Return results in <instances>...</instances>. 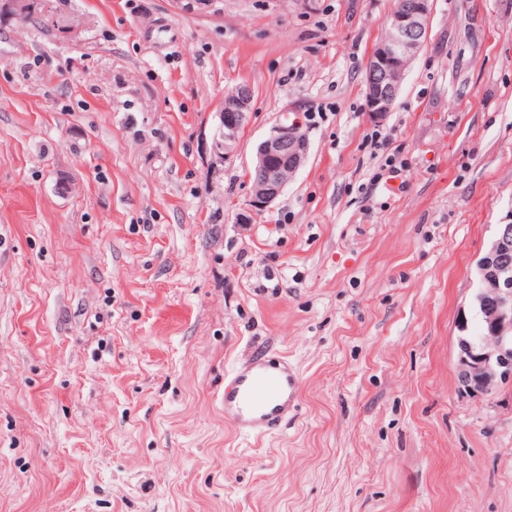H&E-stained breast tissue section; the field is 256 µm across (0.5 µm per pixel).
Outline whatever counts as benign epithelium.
I'll return each mask as SVG.
<instances>
[{
    "instance_id": "benign-epithelium-1",
    "label": "benign epithelium",
    "mask_w": 512,
    "mask_h": 512,
    "mask_svg": "<svg viewBox=\"0 0 512 512\" xmlns=\"http://www.w3.org/2000/svg\"><path fill=\"white\" fill-rule=\"evenodd\" d=\"M36 0H0V9L13 18L34 13ZM432 14V0H403L386 21L385 33L366 64V98L375 119L392 111L405 74L425 45ZM253 91L240 83L224 95L220 126L215 137L219 154L236 147L250 121ZM309 142L296 122L280 123L256 147L249 172L252 208L262 212L283 193L305 163ZM477 283L474 305L479 308L484 333L474 342L466 336L467 315H458L457 384L462 394L483 398L512 379V224L496 225L485 253L474 266Z\"/></svg>"
}]
</instances>
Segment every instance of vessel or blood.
<instances>
[{
  "mask_svg": "<svg viewBox=\"0 0 512 512\" xmlns=\"http://www.w3.org/2000/svg\"><path fill=\"white\" fill-rule=\"evenodd\" d=\"M301 389V376L285 356L256 352L226 376L224 419L239 435H272L297 407Z\"/></svg>",
  "mask_w": 512,
  "mask_h": 512,
  "instance_id": "vessel-or-blood-1",
  "label": "vessel or blood"
}]
</instances>
